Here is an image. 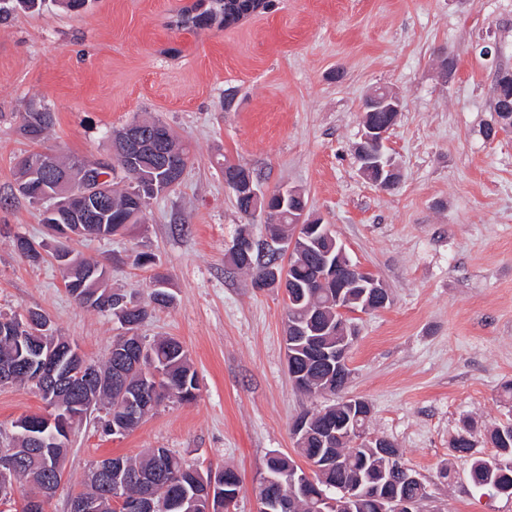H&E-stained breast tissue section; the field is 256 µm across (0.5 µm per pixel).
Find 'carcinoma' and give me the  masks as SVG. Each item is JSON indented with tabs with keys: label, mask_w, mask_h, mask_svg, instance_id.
I'll list each match as a JSON object with an SVG mask.
<instances>
[{
	"label": "carcinoma",
	"mask_w": 512,
	"mask_h": 512,
	"mask_svg": "<svg viewBox=\"0 0 512 512\" xmlns=\"http://www.w3.org/2000/svg\"><path fill=\"white\" fill-rule=\"evenodd\" d=\"M256 8L253 0H208L202 12L187 15L181 23L189 27H203L215 23L229 26L240 17ZM23 119L39 126V135L31 139L39 143L46 132L54 125V115L48 110L39 112L35 109L25 113ZM166 150L172 157L176 169L183 171L190 162V152L185 144L175 135H170ZM113 163L97 162L88 169L79 168L84 160L72 156L66 160H57L58 170L74 177L75 183L88 191L103 189L107 192V204L100 212H90L81 216L79 224L84 231L75 235L83 238H105L117 235L128 226L140 222L149 199L153 198L151 189L168 181L170 170L160 169L151 158L138 157L134 160L126 158L123 148L112 146ZM120 168L131 180V185L119 189L112 182V172ZM19 256L29 262L41 259L37 246L28 239L21 237L15 241ZM295 259L287 267H277V272L289 277L287 284V322L299 323L309 335L291 336L287 339V363L290 372L299 375V379L316 393L336 395V369L328 363L314 360L312 343L318 341L330 346L336 345L338 336H312L310 332L319 331L328 321H336V289L314 288L312 284L323 275L318 254L308 249H300L295 244ZM231 262L239 269L250 272H262L272 261L269 252L264 254L255 251L247 255L234 252L230 254ZM97 266V276L101 277L96 285L99 293L96 300L91 301V287H79L70 275H65V283L70 295L82 307L100 312H119L117 318L125 320L127 331H133L156 308L172 305L174 295L169 288H150L148 301H135L126 295L113 292L107 293L104 282L109 279L110 272L106 265L93 261ZM37 320L48 324L47 334L35 336L29 331H0V363L13 358L26 361L25 369L15 377L16 383H30L38 389L44 401H49L47 391L39 388L35 382L37 374L46 365L47 357L35 352L42 349L52 356H60L59 350L67 347L70 342L55 335L50 319L43 313H35ZM129 341L120 337L112 344L107 360L91 367L104 375H117V370L124 371L122 380L103 387L96 392L88 393L82 389L72 395H63L62 400L73 397L85 402L80 409L77 421L87 416L86 406H101L112 412V418H103V430L113 434L110 425L120 426L124 433L138 427L122 421L120 407L142 394L146 382L158 376V386L165 392L164 398L177 401H190L195 398L198 390V378L192 366L189 353L183 344L173 338L165 337L147 342L140 340L144 350L141 363L125 364ZM350 419L351 426L367 429L369 418L362 415L357 408L342 404L332 405L316 414L304 413L301 418L307 420L306 430L296 436L297 451L308 464L304 469L290 457L272 454L267 457L260 475H269L288 484V512H322L324 505L320 503L319 493L330 490L335 492L336 507L334 512H382L383 507L390 506L389 500L397 498H413L421 501L427 497L426 486L422 482L408 481L396 474V468L402 464L398 448H367L361 444L341 448H325L318 439L321 428L333 424L336 419ZM15 432L29 431L36 434L47 444L38 448L28 439H21L20 447L28 448L33 457L25 459L16 470L14 480L28 488L23 497H28L46 480L62 481L63 471L60 460L65 458L68 447H50L54 441L56 427L48 424L42 415H25L14 422ZM490 436L497 446L498 458L489 461L475 458L470 465L473 481L489 487L501 494L512 495V430L507 426L493 429ZM112 482L122 484L121 495L128 499L151 496L155 500L181 498L179 512H228L229 506L237 501L241 491V480L232 470L225 471L224 483L220 493L209 496L205 484L209 474L188 465L180 456L168 448H149L136 458L113 457ZM87 490L79 496H97L103 504V512H124V506L111 501L106 496L102 483L86 479Z\"/></svg>",
	"instance_id": "carcinoma-1"
}]
</instances>
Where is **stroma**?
<instances>
[{"label":"stroma","mask_w":512,"mask_h":512,"mask_svg":"<svg viewBox=\"0 0 512 512\" xmlns=\"http://www.w3.org/2000/svg\"><path fill=\"white\" fill-rule=\"evenodd\" d=\"M194 0H58L0 22V314L45 312L58 335L102 360L126 329L79 306L54 257L40 208L15 190L30 106L55 114L42 149L111 157L109 132L144 116L168 125L193 160L181 184L150 200L143 221L99 241H70L111 269L109 288L147 297L166 274L175 300L139 327L172 336L199 380L195 400L164 401L134 431L104 433L99 413L77 424L49 512H69L92 462L169 448L200 471L235 470V512H257L265 459L295 456L294 420L333 404L287 371L283 293L253 288L226 263L241 230L225 164L248 168L264 191L301 190L353 261L390 293L352 312L358 329L346 395L367 401L368 432L388 438L429 497L421 512H512V497L475 486L472 457L493 459L490 432L512 423V133L489 138L497 70H512V0H271L228 28L178 27ZM488 42L498 58L479 53ZM455 70L443 78L440 61ZM399 95L388 152L401 180L383 191L359 170L363 98ZM40 244L32 264L16 237ZM150 253L148 267L133 263ZM47 408L29 386L0 385V444L13 424ZM470 427L471 457L453 449Z\"/></svg>","instance_id":"1"}]
</instances>
